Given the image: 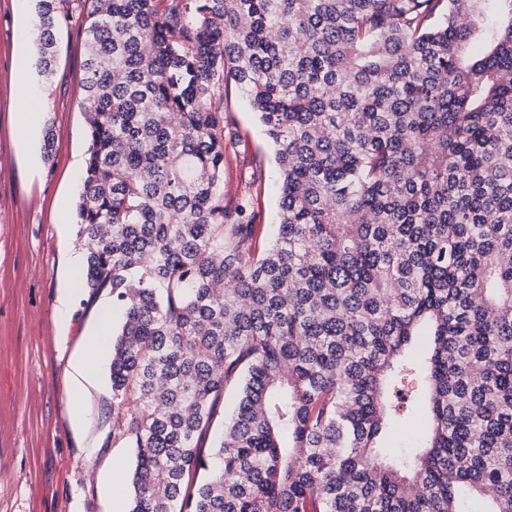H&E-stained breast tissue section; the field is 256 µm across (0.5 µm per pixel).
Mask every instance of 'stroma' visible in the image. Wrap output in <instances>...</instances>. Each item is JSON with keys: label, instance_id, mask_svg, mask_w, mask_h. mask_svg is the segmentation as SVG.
Here are the masks:
<instances>
[{"label": "stroma", "instance_id": "35a3bbf8", "mask_svg": "<svg viewBox=\"0 0 512 512\" xmlns=\"http://www.w3.org/2000/svg\"><path fill=\"white\" fill-rule=\"evenodd\" d=\"M32 0H0V512H125L134 451L112 440L109 355L90 391L68 360L97 328L108 295L88 299L71 264L87 154L77 101L86 58L78 22L57 35L55 78L43 85L31 40ZM28 72L16 82L18 66ZM237 136L224 144V199L267 237L278 222L277 164L245 94L224 92ZM30 131L17 145L20 127ZM53 137L43 160L44 133ZM71 293L68 308L59 297Z\"/></svg>", "mask_w": 512, "mask_h": 512}]
</instances>
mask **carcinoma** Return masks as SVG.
<instances>
[{"instance_id": "1", "label": "carcinoma", "mask_w": 512, "mask_h": 512, "mask_svg": "<svg viewBox=\"0 0 512 512\" xmlns=\"http://www.w3.org/2000/svg\"><path fill=\"white\" fill-rule=\"evenodd\" d=\"M35 10L44 84L61 20L85 38L81 286L122 312L128 512H512V0ZM231 82L275 148L268 243L224 202ZM231 401V397L226 396L225 401L222 398L217 405L212 428L206 434L202 435L199 441V445L204 451H208L213 446L216 437L222 432L224 427V413L229 410ZM395 402H398L400 406H402V410L400 411L402 420L397 425H395L392 432L387 436L383 446L386 448L387 453L390 452L400 454L401 452H404L405 448H410L412 444V440H407L404 438L403 432L406 430L409 424L418 418L417 412L419 410L414 408L410 396H408L407 399L400 401L395 398Z\"/></svg>"}]
</instances>
